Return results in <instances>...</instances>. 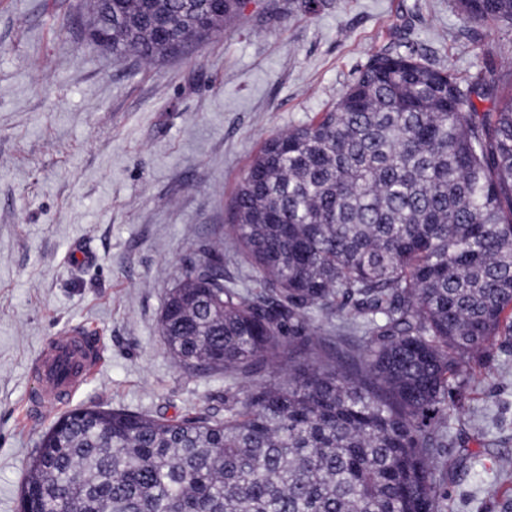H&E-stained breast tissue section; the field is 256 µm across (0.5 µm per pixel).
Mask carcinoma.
Listing matches in <instances>:
<instances>
[{
    "mask_svg": "<svg viewBox=\"0 0 512 512\" xmlns=\"http://www.w3.org/2000/svg\"><path fill=\"white\" fill-rule=\"evenodd\" d=\"M465 24L512 25V0H455ZM206 0H96L112 53L173 54ZM491 63L467 83L411 50L376 53L334 108L267 139L232 206L256 288L214 258L166 296L160 332L185 367L279 381L224 417L74 408L42 436L20 502L40 512H444L448 445L470 359L512 339V93ZM488 100L479 111L475 100ZM358 353L325 362V325Z\"/></svg>",
    "mask_w": 512,
    "mask_h": 512,
    "instance_id": "carcinoma-1",
    "label": "carcinoma"
}]
</instances>
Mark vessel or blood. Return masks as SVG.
I'll return each mask as SVG.
<instances>
[{
    "instance_id": "1",
    "label": "vessel or blood",
    "mask_w": 512,
    "mask_h": 512,
    "mask_svg": "<svg viewBox=\"0 0 512 512\" xmlns=\"http://www.w3.org/2000/svg\"><path fill=\"white\" fill-rule=\"evenodd\" d=\"M99 363L98 355L90 352L81 331L71 329L63 332L35 358L34 366L41 387L31 398V405H68L79 384Z\"/></svg>"
}]
</instances>
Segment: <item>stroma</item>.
Returning <instances> with one entry per match:
<instances>
[{
    "label": "stroma",
    "mask_w": 512,
    "mask_h": 512,
    "mask_svg": "<svg viewBox=\"0 0 512 512\" xmlns=\"http://www.w3.org/2000/svg\"><path fill=\"white\" fill-rule=\"evenodd\" d=\"M244 0L239 15L165 61L88 38L89 0H0V512H18L28 462L59 418L29 413L33 360L84 329L103 362L73 406L176 419L223 415L279 369L179 365L160 334L168 291L221 256L238 288L257 273L229 231L263 142L333 108L371 55L403 44L461 79L512 67V28L466 25L453 0ZM448 414L445 512H512V343L471 362Z\"/></svg>",
    "instance_id": "obj_1"
}]
</instances>
